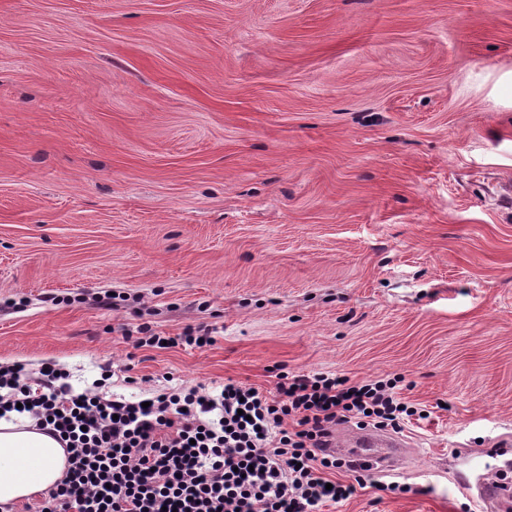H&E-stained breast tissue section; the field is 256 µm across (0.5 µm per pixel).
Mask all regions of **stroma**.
<instances>
[{
	"instance_id": "obj_1",
	"label": "stroma",
	"mask_w": 512,
	"mask_h": 512,
	"mask_svg": "<svg viewBox=\"0 0 512 512\" xmlns=\"http://www.w3.org/2000/svg\"><path fill=\"white\" fill-rule=\"evenodd\" d=\"M14 362L125 395L400 375L402 465L322 512H480L462 476L512 460V0H0ZM139 333L145 334V337L139 339L141 346H148L154 348L165 349L174 347L179 344L191 347L202 348L211 345L213 337L211 336L212 330L209 328L199 327L196 329L188 328L182 335L177 337L161 336L158 333L151 332L148 327H142Z\"/></svg>"
}]
</instances>
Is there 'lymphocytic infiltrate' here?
<instances>
[{"mask_svg":"<svg viewBox=\"0 0 512 512\" xmlns=\"http://www.w3.org/2000/svg\"><path fill=\"white\" fill-rule=\"evenodd\" d=\"M67 378L53 364L0 365V412L29 415L67 454L42 512H317L367 484L364 466L324 452L330 429L395 430L415 413L394 378L283 374L271 395L228 381L147 402L78 392ZM342 468L353 482H329Z\"/></svg>","mask_w":512,"mask_h":512,"instance_id":"obj_1","label":"lymphocytic infiltrate"}]
</instances>
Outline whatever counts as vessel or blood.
Instances as JSON below:
<instances>
[{
	"mask_svg": "<svg viewBox=\"0 0 512 512\" xmlns=\"http://www.w3.org/2000/svg\"><path fill=\"white\" fill-rule=\"evenodd\" d=\"M328 446L336 456L357 458L388 469L394 467L405 443L397 436L372 428L359 431L340 428L331 434ZM479 487L486 503L496 504L499 512H512V499L502 496L499 482L483 478Z\"/></svg>",
	"mask_w": 512,
	"mask_h": 512,
	"instance_id": "obj_1",
	"label": "vessel or blood"
}]
</instances>
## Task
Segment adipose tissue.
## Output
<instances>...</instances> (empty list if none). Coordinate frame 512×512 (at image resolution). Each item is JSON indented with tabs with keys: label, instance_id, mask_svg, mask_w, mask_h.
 Returning <instances> with one entry per match:
<instances>
[{
	"label": "adipose tissue",
	"instance_id": "obj_1",
	"mask_svg": "<svg viewBox=\"0 0 512 512\" xmlns=\"http://www.w3.org/2000/svg\"><path fill=\"white\" fill-rule=\"evenodd\" d=\"M65 465L61 444L32 429L30 420L0 419V503L49 491L62 479Z\"/></svg>",
	"mask_w": 512,
	"mask_h": 512
}]
</instances>
